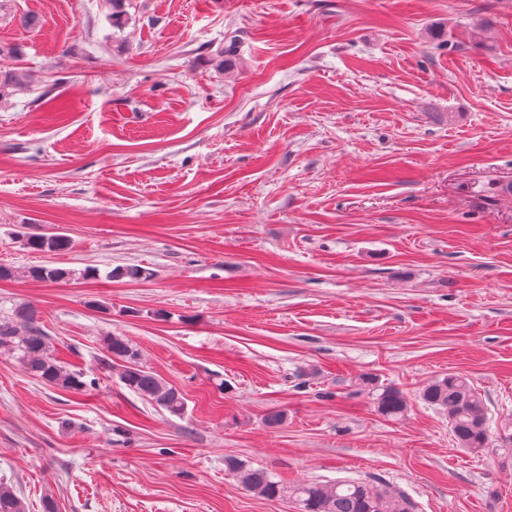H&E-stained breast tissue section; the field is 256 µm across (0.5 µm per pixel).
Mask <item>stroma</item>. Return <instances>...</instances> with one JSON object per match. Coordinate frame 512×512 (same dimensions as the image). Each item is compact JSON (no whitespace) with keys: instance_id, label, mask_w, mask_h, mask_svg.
Returning <instances> with one entry per match:
<instances>
[{"instance_id":"stroma-1","label":"stroma","mask_w":512,"mask_h":512,"mask_svg":"<svg viewBox=\"0 0 512 512\" xmlns=\"http://www.w3.org/2000/svg\"><path fill=\"white\" fill-rule=\"evenodd\" d=\"M0 0V280L67 391L0 354V483L42 512H299L224 469L377 477L416 512H512V463L417 392L512 414V0ZM38 27L25 28V14ZM241 41L231 69L216 57ZM55 231L62 252L25 248ZM150 279H107L118 266ZM127 337L174 416L99 363ZM407 392L382 417L359 379ZM285 413L282 425L265 416ZM98 270L86 268L81 272L75 270L50 267L45 265L16 268L10 265H0V280L30 279L40 282H69L80 278H96ZM418 397L428 406L443 410L457 447L470 453H483L490 446L502 450L506 461L512 458V417L500 418L492 429L481 393L468 377L448 373L425 384Z\"/></svg>"}]
</instances>
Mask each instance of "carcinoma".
<instances>
[{
	"mask_svg": "<svg viewBox=\"0 0 512 512\" xmlns=\"http://www.w3.org/2000/svg\"><path fill=\"white\" fill-rule=\"evenodd\" d=\"M70 240L59 232L24 236V246L37 252L63 251ZM95 268L81 272L45 265L16 268L0 265V280L30 279L40 282H69L94 278ZM151 273L140 266H119L107 273L109 279L131 281L146 279ZM0 351L18 359L24 370L37 380L64 390H81L91 381H81L83 373L71 369L54 355L49 336L41 329L33 311L21 307L12 319H0ZM100 364L117 372L120 381L150 404L172 415L185 412V399L175 387L140 362L139 353L124 336L104 338ZM374 393L375 410L390 420H402L409 411L408 395L395 386H380L374 376L361 378ZM418 397L428 406L443 410L460 450L479 454L490 447L512 458V416L500 418L491 426L481 393L468 377L449 373L425 384ZM224 467L246 491L266 499L291 498L300 512H415L414 503L402 492L380 479L337 482L288 483L261 467H254L238 458H224ZM0 512H26L24 501L15 490L0 484Z\"/></svg>",
	"mask_w": 512,
	"mask_h": 512,
	"instance_id": "obj_1",
	"label": "carcinoma"
}]
</instances>
